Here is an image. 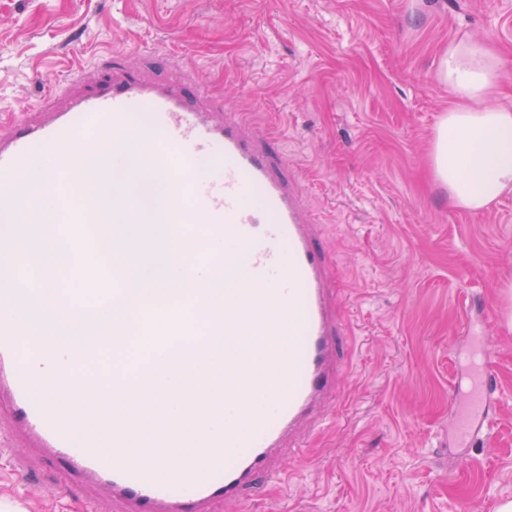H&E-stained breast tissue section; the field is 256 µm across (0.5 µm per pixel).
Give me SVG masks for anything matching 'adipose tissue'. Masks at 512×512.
Wrapping results in <instances>:
<instances>
[{
  "instance_id": "adipose-tissue-1",
  "label": "adipose tissue",
  "mask_w": 512,
  "mask_h": 512,
  "mask_svg": "<svg viewBox=\"0 0 512 512\" xmlns=\"http://www.w3.org/2000/svg\"><path fill=\"white\" fill-rule=\"evenodd\" d=\"M500 70L496 52L468 35L452 40L436 66L438 81L448 88V109L434 130L431 168L449 203L471 213L487 211L512 192V108L492 102ZM209 341L206 331H198L174 344L164 363L149 357L133 373L153 384L156 398H165L181 382L165 364H194Z\"/></svg>"
}]
</instances>
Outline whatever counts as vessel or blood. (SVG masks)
Instances as JSON below:
<instances>
[{
    "mask_svg": "<svg viewBox=\"0 0 512 512\" xmlns=\"http://www.w3.org/2000/svg\"><path fill=\"white\" fill-rule=\"evenodd\" d=\"M152 157L150 177H165L171 191L151 223L204 225L203 241L172 261L167 283L200 300L216 342V362L233 387L234 401L189 391H170L164 413L196 426L186 435L190 452L178 454L173 431L163 428L143 447L129 444L123 411L146 409L155 400L145 382L114 374L108 392L84 393L80 410L50 398L47 377L57 373L53 343L18 320L23 308L50 314L67 308L78 322L100 325L89 296L111 299L124 333L153 353L171 337L190 335L192 316L177 306H144L130 316L126 275L108 261L102 245L90 244L104 201L97 186L113 171L131 168L133 150L117 143L129 126ZM65 169H58V162ZM54 211L59 237L77 257L68 281L52 296L38 283L44 269L34 260L0 272V408L10 430L0 452L27 491L36 486L24 445L45 454L70 481L59 492L102 493L112 512H245L260 485L287 480L307 435L321 424L340 395L347 369L341 294L331 278V255L321 242L301 180L274 138L198 85L191 68L164 59L158 71L128 67L118 53L84 66L43 103L0 111V250L18 233L36 237L40 215ZM233 257L243 274L239 288L212 300L210 283ZM493 318L466 317L468 349L450 391L455 400L448 444L477 439L497 400L495 372L486 360ZM111 336L67 348L71 360L111 354ZM101 422L111 449L85 426Z\"/></svg>",
    "mask_w": 512,
    "mask_h": 512,
    "instance_id": "1",
    "label": "vessel or blood"
}]
</instances>
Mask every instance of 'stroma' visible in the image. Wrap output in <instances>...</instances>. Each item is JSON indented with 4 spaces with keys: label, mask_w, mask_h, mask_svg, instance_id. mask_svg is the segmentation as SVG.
I'll return each instance as SVG.
<instances>
[{
    "label": "stroma",
    "mask_w": 512,
    "mask_h": 512,
    "mask_svg": "<svg viewBox=\"0 0 512 512\" xmlns=\"http://www.w3.org/2000/svg\"><path fill=\"white\" fill-rule=\"evenodd\" d=\"M500 56L512 106V0H0V106L37 104L66 70L120 51L191 64L211 94L274 133L333 252L358 350L288 488L252 512H496L512 500V193L448 205L430 172L448 107L435 77L458 34ZM493 316L500 385L473 446L448 447L463 317ZM0 512H85L26 490L0 458Z\"/></svg>",
    "instance_id": "obj_1"
}]
</instances>
